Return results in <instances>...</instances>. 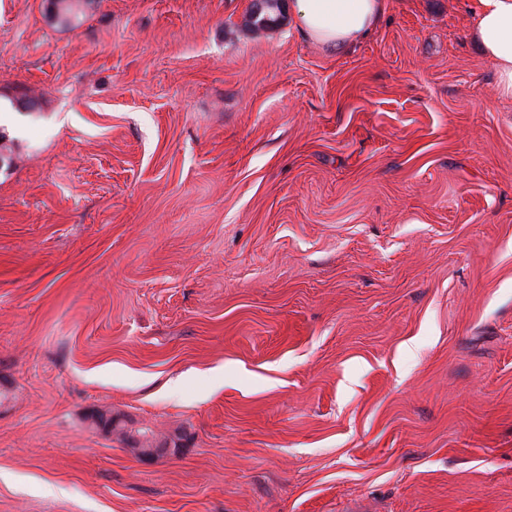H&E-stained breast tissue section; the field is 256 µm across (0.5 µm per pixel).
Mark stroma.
I'll use <instances>...</instances> for the list:
<instances>
[{"label":"stroma","instance_id":"stroma-1","mask_svg":"<svg viewBox=\"0 0 512 512\" xmlns=\"http://www.w3.org/2000/svg\"><path fill=\"white\" fill-rule=\"evenodd\" d=\"M476 7L387 0L336 55L291 0H0V512H512ZM129 442L134 447L132 449L137 457L143 461L153 460L165 455H178L180 452V448H174V443L172 445L170 441L158 442L149 433L144 435L133 431Z\"/></svg>","mask_w":512,"mask_h":512}]
</instances>
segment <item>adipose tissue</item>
Masks as SVG:
<instances>
[{
    "label": "adipose tissue",
    "mask_w": 512,
    "mask_h": 512,
    "mask_svg": "<svg viewBox=\"0 0 512 512\" xmlns=\"http://www.w3.org/2000/svg\"><path fill=\"white\" fill-rule=\"evenodd\" d=\"M387 0H293L302 32L333 51H346L376 27ZM471 40L494 67L502 97L512 98V0H479Z\"/></svg>",
    "instance_id": "1"
}]
</instances>
